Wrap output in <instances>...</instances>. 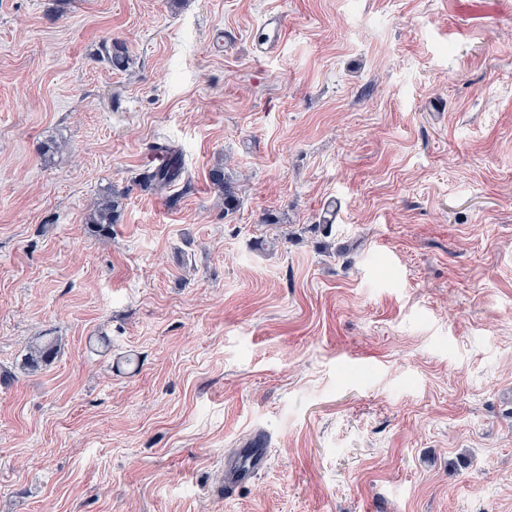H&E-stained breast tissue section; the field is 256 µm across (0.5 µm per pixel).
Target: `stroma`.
Wrapping results in <instances>:
<instances>
[{
	"label": "stroma",
	"instance_id": "1",
	"mask_svg": "<svg viewBox=\"0 0 512 512\" xmlns=\"http://www.w3.org/2000/svg\"><path fill=\"white\" fill-rule=\"evenodd\" d=\"M0 512H512V0H0ZM157 150L171 155L170 158H174L171 164L161 167L146 168L139 173L136 178H138L137 181L145 187L153 186L156 190H167L181 179L182 172L176 161V151L167 147H158ZM227 159L217 161L209 171V179L218 192L220 203L224 205L225 215H232L240 205L239 185L226 172ZM123 192L112 189L101 194L86 217L90 230L98 235L111 232L112 224H117L119 218L120 198ZM58 339L55 336H36L28 347L23 368L34 370L50 364L57 354ZM261 438L246 448H235L224 455V495L232 496L267 466V448Z\"/></svg>",
	"mask_w": 512,
	"mask_h": 512
}]
</instances>
